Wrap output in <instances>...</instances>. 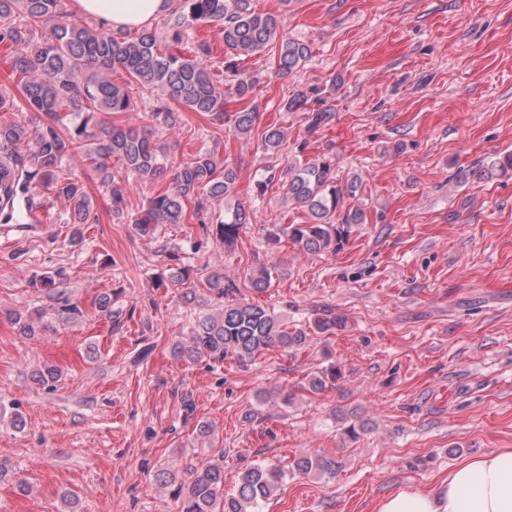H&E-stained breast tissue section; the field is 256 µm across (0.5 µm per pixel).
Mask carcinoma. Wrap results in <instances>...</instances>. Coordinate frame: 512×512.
<instances>
[{"label": "carcinoma", "instance_id": "carcinoma-1", "mask_svg": "<svg viewBox=\"0 0 512 512\" xmlns=\"http://www.w3.org/2000/svg\"><path fill=\"white\" fill-rule=\"evenodd\" d=\"M165 22V35L144 28L131 34L108 30L64 10L62 0H0V46L13 48L10 78L18 96L0 90V223L34 224L41 202L33 191L44 188L64 200L74 224H96L99 216L83 182L71 176L65 161L75 156L100 180L110 201L111 213L125 217V183L134 176L153 182L171 174L164 190L147 199L132 222L143 236H151L159 224H179L188 206L201 211L209 199L229 195L238 173L224 165L213 149H200L190 160L172 165L176 145L161 140L158 133L179 127L184 113L197 112L229 124L239 136L251 135L259 125L260 112L249 103L256 80L239 77V62L274 54L275 73L286 77L303 67L312 55L310 45L289 39L274 15L252 10L251 0H172ZM20 22L14 21V16ZM224 25V66L213 63V50L205 40L191 38L202 25ZM122 69L118 82L112 73ZM161 93L160 102L146 113L144 124H115L108 116L135 111V96L143 91ZM241 107L226 110L228 100ZM34 112L41 123L31 125L4 113ZM264 149L277 154L287 144L284 127L262 132ZM120 166L112 168V159ZM512 175V153L458 172V179L491 180ZM288 202L302 210V224H271L265 240L275 247L286 238L311 254L334 251L354 224L365 223L364 211L343 214L337 208L344 195L354 194L358 180L338 184L336 172L325 159L288 165L285 170ZM253 212L236 207L224 213L212 234L225 247L236 240L240 229L252 223ZM276 269L265 265L249 275L256 293L270 288ZM173 286L184 288L190 312V336L178 342L173 353L191 361L222 362L228 356L245 362L262 350L277 346L294 352L307 346L304 329L288 330L268 307L237 300L238 284L218 273L207 278L209 294L188 288L189 270L169 269L160 275ZM39 286L53 301L51 310L15 311L10 319L20 334L35 337L49 328L45 322L53 312L62 323H77L84 311L52 276L42 275ZM345 321L332 313L314 319L311 331L334 335ZM342 376L331 364L309 380L311 391L335 386ZM294 468L308 474L336 473L335 461L327 457H300ZM283 470L270 464L245 469L236 490L224 492V466L209 463L189 471L187 480L176 482L172 470L157 473L163 486L178 484L174 497L179 512H259L260 503L278 490Z\"/></svg>", "mask_w": 512, "mask_h": 512}]
</instances>
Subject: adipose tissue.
<instances>
[{
	"label": "adipose tissue",
	"instance_id": "obj_1",
	"mask_svg": "<svg viewBox=\"0 0 512 512\" xmlns=\"http://www.w3.org/2000/svg\"><path fill=\"white\" fill-rule=\"evenodd\" d=\"M75 3L81 15L114 30L145 27L170 7L169 0ZM374 512H512V448L464 461L431 488H398Z\"/></svg>",
	"mask_w": 512,
	"mask_h": 512
}]
</instances>
